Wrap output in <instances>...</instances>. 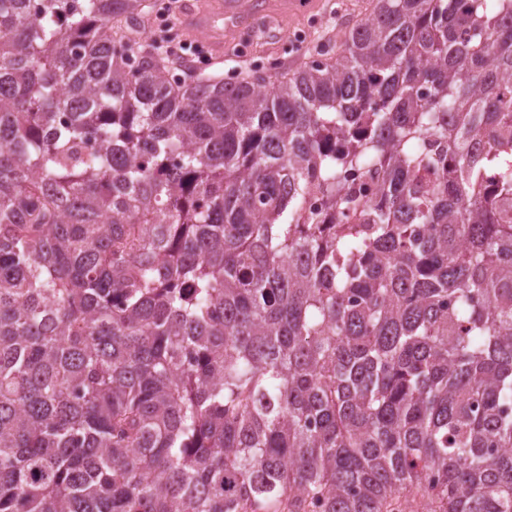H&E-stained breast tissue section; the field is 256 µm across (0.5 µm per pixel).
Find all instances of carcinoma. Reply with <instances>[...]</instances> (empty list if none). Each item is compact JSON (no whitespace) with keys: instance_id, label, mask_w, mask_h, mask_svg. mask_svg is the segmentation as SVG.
<instances>
[{"instance_id":"obj_1","label":"carcinoma","mask_w":512,"mask_h":512,"mask_svg":"<svg viewBox=\"0 0 512 512\" xmlns=\"http://www.w3.org/2000/svg\"><path fill=\"white\" fill-rule=\"evenodd\" d=\"M145 2L0 0V512H512V0L272 81Z\"/></svg>"}]
</instances>
